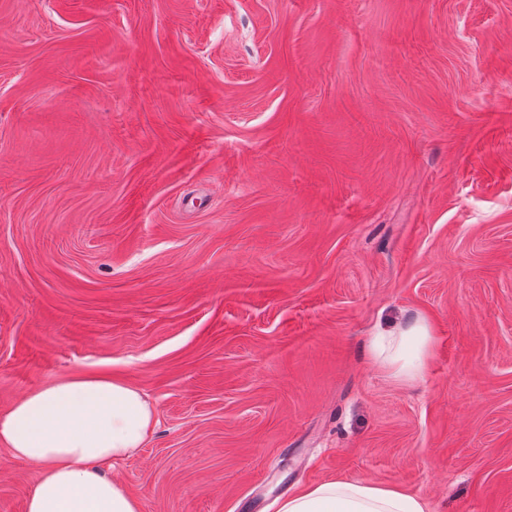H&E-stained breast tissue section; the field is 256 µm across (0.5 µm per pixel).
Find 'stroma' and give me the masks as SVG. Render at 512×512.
<instances>
[{
  "label": "stroma",
  "instance_id": "35a3bbf8",
  "mask_svg": "<svg viewBox=\"0 0 512 512\" xmlns=\"http://www.w3.org/2000/svg\"><path fill=\"white\" fill-rule=\"evenodd\" d=\"M81 375L157 411L141 512H512V0H0V412ZM434 349L432 326L425 316L401 319L379 329L370 351L379 366L396 379L417 381L424 377ZM278 512H428L425 501L401 488L329 479L281 501Z\"/></svg>",
  "mask_w": 512,
  "mask_h": 512
}]
</instances>
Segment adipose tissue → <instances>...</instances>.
<instances>
[{"label":"adipose tissue","instance_id":"obj_1","mask_svg":"<svg viewBox=\"0 0 512 512\" xmlns=\"http://www.w3.org/2000/svg\"><path fill=\"white\" fill-rule=\"evenodd\" d=\"M434 349L421 315L378 330L370 351L400 380L424 377ZM157 424L153 406L133 386L105 376L70 377L34 389L0 413V446L36 467L27 512H140L124 485L101 465L130 457ZM278 512H427L401 488L329 479L283 499Z\"/></svg>","mask_w":512,"mask_h":512}]
</instances>
